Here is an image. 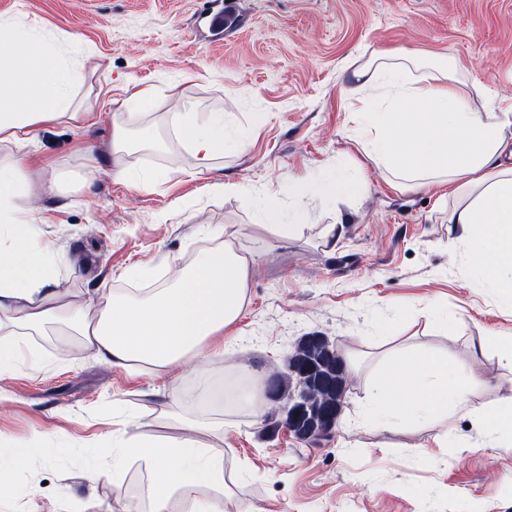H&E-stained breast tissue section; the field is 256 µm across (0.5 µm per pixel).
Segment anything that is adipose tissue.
<instances>
[{
  "mask_svg": "<svg viewBox=\"0 0 512 512\" xmlns=\"http://www.w3.org/2000/svg\"><path fill=\"white\" fill-rule=\"evenodd\" d=\"M0 143L15 155L0 158V376L43 356L20 342V330L38 329L67 313L84 346L112 366L161 373L186 358L202 356L213 336L240 317L247 301L253 256L205 226L209 247L189 264L169 257L174 281L141 295L97 289L94 301L66 311L60 305L53 242L42 240L39 220L24 207L31 184L21 157L40 125L75 118L83 75L38 31L0 17ZM341 91L361 103L356 123L370 158L395 179L420 187L446 182L467 194L448 221L467 233L468 252L479 283L512 289V113L494 104L475 109L468 85L454 65H417L406 50L374 52L345 78ZM170 123L201 169L223 152L244 153L250 137L227 125L223 113L173 112ZM481 381L464 365L432 350L412 351L379 372L370 387L366 417L390 427L424 423L449 408L470 409ZM151 468V512H224V498H199L197 489L224 482L222 453L192 437L122 438L112 450V469L89 470L97 485L120 477L128 462Z\"/></svg>",
  "mask_w": 512,
  "mask_h": 512,
  "instance_id": "obj_1",
  "label": "adipose tissue"
}]
</instances>
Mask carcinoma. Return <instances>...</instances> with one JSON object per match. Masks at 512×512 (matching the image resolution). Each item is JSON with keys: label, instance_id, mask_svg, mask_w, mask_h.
Instances as JSON below:
<instances>
[{"label": "carcinoma", "instance_id": "carcinoma-1", "mask_svg": "<svg viewBox=\"0 0 512 512\" xmlns=\"http://www.w3.org/2000/svg\"><path fill=\"white\" fill-rule=\"evenodd\" d=\"M286 367V372L275 377L282 397L307 390L309 411L320 421L341 411L349 372L346 363L336 364L334 348L302 339L288 355Z\"/></svg>", "mask_w": 512, "mask_h": 512}]
</instances>
